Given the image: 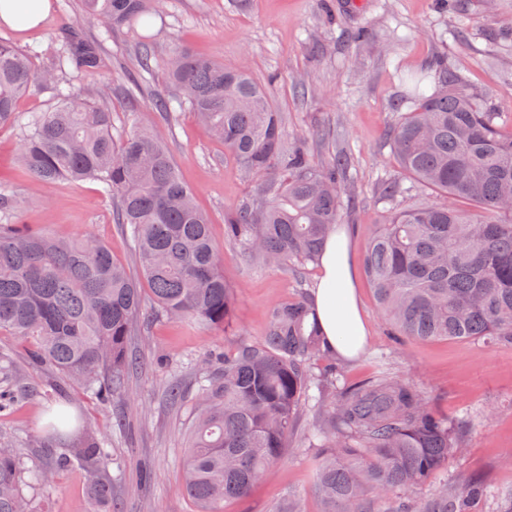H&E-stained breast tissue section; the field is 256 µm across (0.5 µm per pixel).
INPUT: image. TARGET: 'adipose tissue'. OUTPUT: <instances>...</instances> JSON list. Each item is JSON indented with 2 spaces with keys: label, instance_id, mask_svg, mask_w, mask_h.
I'll return each instance as SVG.
<instances>
[{
  "label": "adipose tissue",
  "instance_id": "ef3b65f1",
  "mask_svg": "<svg viewBox=\"0 0 512 512\" xmlns=\"http://www.w3.org/2000/svg\"><path fill=\"white\" fill-rule=\"evenodd\" d=\"M50 0H0V23L19 29L38 26L48 15ZM310 300L330 345L346 357L365 342L356 288L348 260V241L341 229L330 232L321 256V275Z\"/></svg>",
  "mask_w": 512,
  "mask_h": 512
}]
</instances>
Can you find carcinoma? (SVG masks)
Segmentation results:
<instances>
[{
	"label": "carcinoma",
	"instance_id": "obj_1",
	"mask_svg": "<svg viewBox=\"0 0 512 512\" xmlns=\"http://www.w3.org/2000/svg\"><path fill=\"white\" fill-rule=\"evenodd\" d=\"M79 19L108 34L134 29L161 0H79ZM38 67L12 38L0 37V128L19 122L17 100L36 83H59L66 67L97 74L101 39L76 33ZM166 70L174 99L245 172L265 202L224 215V237L267 265L317 264L342 193L353 181L341 152L325 163L284 147L280 113L245 64L227 66L173 49ZM20 160L43 184L95 180L118 203V223L136 245V278L90 235L61 240L19 223V201L0 192V335L30 341L29 363L61 374L37 388L0 350V416L17 401L53 405L72 383L102 400L124 399L138 368L133 327L150 318L214 329L233 326V290L209 217L196 205L154 126L112 137V113L69 83L47 112L21 127ZM387 138L401 173L443 202L396 204L399 181H383L391 204L365 252L364 272L392 336L512 343V116L483 108L439 69L437 86L411 98ZM279 178L268 180L273 171ZM338 353L308 299L274 306L264 335L242 339L203 373L182 461L183 488L196 512H224L284 457L303 416L302 447L314 454L322 512H475L488 485L448 486L442 473L465 448L459 423L438 414L414 383L382 369L359 384L341 382ZM324 362L314 372L311 361ZM39 447L52 463L28 462L19 441L0 437V512H44L23 488L45 491L57 472L91 473V512L112 505L119 464L92 428L48 425Z\"/></svg>",
	"mask_w": 512,
	"mask_h": 512
}]
</instances>
